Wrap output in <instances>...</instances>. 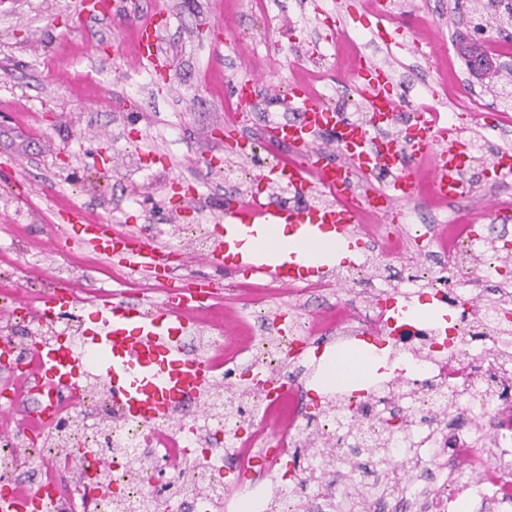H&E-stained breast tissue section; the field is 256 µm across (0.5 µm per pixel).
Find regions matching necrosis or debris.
Instances as JSON below:
<instances>
[{
    "instance_id": "obj_1",
    "label": "necrosis or debris",
    "mask_w": 512,
    "mask_h": 512,
    "mask_svg": "<svg viewBox=\"0 0 512 512\" xmlns=\"http://www.w3.org/2000/svg\"><path fill=\"white\" fill-rule=\"evenodd\" d=\"M417 212L397 236L374 242L357 264L289 288L263 280L234 281L225 296L242 301L239 331L210 322L191 336L212 367L213 392L174 417L144 424L128 419L110 385L88 375L80 393L38 387L24 394L0 383V482L18 488L58 489L83 458L101 461L120 493L76 477L51 512H156L158 500L179 512H301L308 484L329 512L351 501L358 512L378 496V485L349 487L342 466L394 478L398 512H512V277L489 261L484 226L452 224L437 255L416 262L407 287L427 288L437 303L457 310L449 328L424 320L384 346L395 377L370 385L352 380L326 389L311 411L305 386L322 383L327 345L349 353L365 334L386 327L388 295L379 272L384 254L403 255L422 243ZM498 284L496 303L484 302ZM348 286L369 288L352 314L307 319L302 303ZM287 297L285 311L271 300ZM262 367L271 389L253 382ZM49 399L51 419L36 423L28 404ZM335 447L325 456L321 445Z\"/></svg>"
}]
</instances>
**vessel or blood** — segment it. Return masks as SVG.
<instances>
[{
	"label": "vessel or blood",
	"mask_w": 512,
	"mask_h": 512,
	"mask_svg": "<svg viewBox=\"0 0 512 512\" xmlns=\"http://www.w3.org/2000/svg\"><path fill=\"white\" fill-rule=\"evenodd\" d=\"M146 67L156 68L155 29L141 27L138 45ZM256 79L240 80L233 88L239 110L233 120L229 142L238 145L252 121ZM357 92L370 121L358 124L340 117L336 111L301 90L288 98L289 111L297 122L270 119L266 132L270 140L288 144L298 162H282L263 168L257 176L265 193H254L237 205L224 209V221L215 225V244L204 258L206 264L225 273L247 272L289 286L327 273L337 249L361 255L365 243L356 226L370 217H383L390 223L403 219L405 208L414 200L417 179L414 162L432 163L431 180L438 197L452 202L469 196L473 185L467 175L470 149L461 140L448 137V121L442 112L428 108L416 112L414 124L403 134L384 138L381 130L397 111L390 90L389 73L378 66L361 68ZM348 167L369 174L383 169L391 177L372 188L366 199L340 206H284L272 192L285 189L296 195L321 189L347 196L339 170ZM287 225L290 240L274 242L271 231ZM70 238L106 260H118L133 274L158 275L167 271L172 250L154 235L127 234L109 224L70 225ZM249 249H242L244 240ZM214 284L199 281L168 290L152 312L138 304L111 298L95 306V327L85 333L86 353H75L66 338L36 343L28 362L14 364L11 356L0 355V365H15L17 388H24L31 377H38L60 390H78L89 371H96L112 386L128 418L147 422L172 417L186 400L198 398L212 386L208 363L190 354L181 339L191 314L207 309ZM75 303L71 288L62 285L43 294L33 317L51 323ZM390 309L404 311L403 319H391L389 335L410 326L406 313L411 306L398 293L388 296ZM52 496L40 490L24 494L0 493V512H47Z\"/></svg>",
	"instance_id": "obj_1"
}]
</instances>
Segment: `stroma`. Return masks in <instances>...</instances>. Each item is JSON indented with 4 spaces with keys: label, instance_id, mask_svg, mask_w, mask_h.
I'll return each instance as SVG.
<instances>
[{
    "label": "stroma",
    "instance_id": "1",
    "mask_svg": "<svg viewBox=\"0 0 512 512\" xmlns=\"http://www.w3.org/2000/svg\"><path fill=\"white\" fill-rule=\"evenodd\" d=\"M254 0H131L105 16L82 0H0V246L20 242L0 262V289L40 291L53 277L94 293L113 286L112 266L62 241L71 211L82 222L120 230L156 225L173 248L185 247L189 224L214 225L224 201L247 187L226 181L229 169L251 176L258 159L280 161L284 147L260 143L244 160L225 150V120L235 111L233 83L253 76L266 111L280 113L290 85L308 83L324 101H355L349 91L359 49L392 61L410 104L445 106L489 149L512 148V125L474 127L458 111L462 98L483 95L486 109L512 108V74L474 83L462 49L474 0H390L387 30L427 39L424 54L389 53L369 31V0H266L265 24ZM170 15L161 32L166 76L138 59L139 25ZM512 196V180H477L470 199L417 207L430 225L472 223L482 206Z\"/></svg>",
    "mask_w": 512,
    "mask_h": 512
}]
</instances>
